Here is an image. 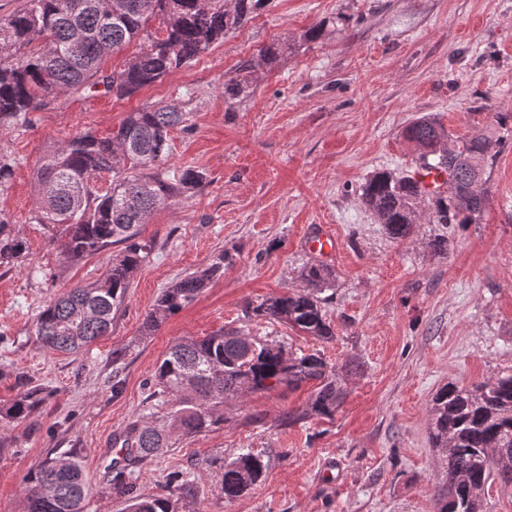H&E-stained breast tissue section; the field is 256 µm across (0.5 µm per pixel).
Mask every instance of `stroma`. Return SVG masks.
Wrapping results in <instances>:
<instances>
[{
	"instance_id": "stroma-1",
	"label": "stroma",
	"mask_w": 512,
	"mask_h": 512,
	"mask_svg": "<svg viewBox=\"0 0 512 512\" xmlns=\"http://www.w3.org/2000/svg\"><path fill=\"white\" fill-rule=\"evenodd\" d=\"M323 24L319 40L304 32ZM291 53L255 72L247 96L225 81L270 42ZM173 103L168 167L204 172L205 185L160 207L141 228L153 249L112 314V329L76 356L42 348L39 311L70 288L102 278L112 246L71 262L35 223L41 158L76 133L105 136L131 112ZM431 116L449 133H503L476 224L417 225L389 238L362 199L375 172L412 174L418 151L403 132ZM512 0H272L192 64L134 96L74 94L0 134L16 160L0 216L27 243L21 264L0 267V403L23 384L51 392L31 418L0 426V512H22L26 477L53 452H77L90 485L86 512H128L103 483L112 436L133 417L166 414L152 375L167 349L238 328L320 352L343 388L335 415L307 412L314 383L277 386L225 403L224 423L177 437L137 478L145 495L189 474L199 512H436L443 456L428 407L444 384L468 388L512 372ZM333 235L318 253L311 237ZM448 239L441 254L434 238ZM228 251L233 262L151 335L145 315L162 291ZM309 262L331 268L323 293L334 335L318 339L251 319L246 307L297 288ZM267 465L248 494L225 501L218 475L239 454Z\"/></svg>"
}]
</instances>
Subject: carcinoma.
<instances>
[{"instance_id": "1", "label": "carcinoma", "mask_w": 512, "mask_h": 512, "mask_svg": "<svg viewBox=\"0 0 512 512\" xmlns=\"http://www.w3.org/2000/svg\"><path fill=\"white\" fill-rule=\"evenodd\" d=\"M268 0H25L24 6L0 17V130L25 122L58 98L99 86L118 98H129L163 81L224 41V35L253 19ZM157 18L158 36L148 29ZM80 38L82 50L71 43ZM140 49L124 66L105 71L103 61L131 44ZM291 49L286 39L260 49L258 65L272 67ZM255 65L245 62L240 74L224 83L230 100L249 93ZM188 128V113L173 105L143 108L129 115L109 137L80 132L48 156L37 172L40 192L35 222L60 227L54 239L72 261L114 244L121 252L98 282L71 289L39 313L36 336L52 352L74 354L107 335L112 312L124 301L130 280L150 245L138 241L139 227L155 210L177 195L200 187L205 174L192 168L162 171L168 160L170 132ZM420 151L419 166L446 175L448 187L430 193L414 176L390 171L374 174L363 198L390 238L411 237L420 220L430 224H475L488 202L486 175L503 137L486 133L452 136L438 121L422 116L406 130ZM15 159L0 150V191L7 187ZM112 175L107 188L99 186ZM26 241L0 219V266L19 263ZM231 256L221 252L206 268L185 275L164 289L143 322L147 335L161 320L191 304L210 283L224 277ZM302 288L272 297L251 309L310 336H333L323 311L322 291L331 270L310 263L301 270ZM239 329L172 345L159 361L153 382L159 394L171 396L173 410L159 423L142 416L113 437L122 456L105 466V477L118 496L130 500V512H198L183 510L193 502V483L180 472L169 482V495L141 496L138 470L170 447L176 434L191 436L224 423L219 407L277 385L298 388L315 381L308 412L331 417L342 389L334 369L317 353L295 355L258 337L247 342ZM50 392L24 385L0 406L3 423L25 421L48 401ZM429 435L446 462L437 491L438 512H483L487 484L494 474L512 481V373L494 375L470 389L446 384L428 408ZM66 465L56 469L44 460L28 473L24 512H83L86 483L81 461L63 453ZM265 465L260 457L241 454L225 464L219 476L228 502L249 491Z\"/></svg>"}]
</instances>
